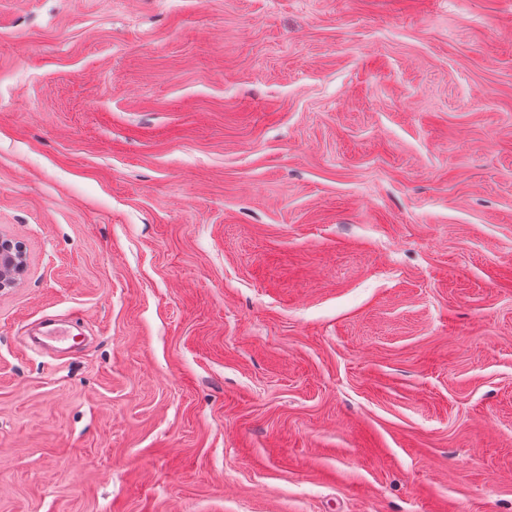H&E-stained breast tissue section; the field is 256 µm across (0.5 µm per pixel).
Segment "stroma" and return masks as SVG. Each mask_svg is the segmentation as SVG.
I'll return each instance as SVG.
<instances>
[{
	"label": "stroma",
	"instance_id": "obj_1",
	"mask_svg": "<svg viewBox=\"0 0 512 512\" xmlns=\"http://www.w3.org/2000/svg\"><path fill=\"white\" fill-rule=\"evenodd\" d=\"M0 237V512H512V0H0ZM25 256L19 246L3 243L0 239V288L5 287L4 277L24 267Z\"/></svg>",
	"mask_w": 512,
	"mask_h": 512
}]
</instances>
